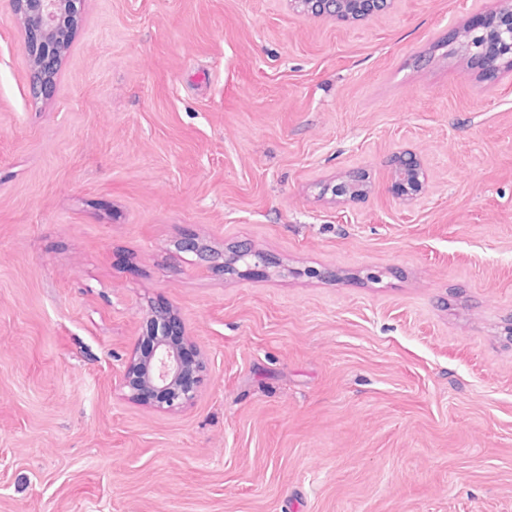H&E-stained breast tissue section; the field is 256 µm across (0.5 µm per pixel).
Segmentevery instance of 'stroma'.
<instances>
[{
  "mask_svg": "<svg viewBox=\"0 0 512 512\" xmlns=\"http://www.w3.org/2000/svg\"><path fill=\"white\" fill-rule=\"evenodd\" d=\"M496 5L85 0L37 98L0 0V512H512V75L455 40ZM158 306L174 411L117 380ZM396 0H289L296 13L349 24L387 11ZM391 165L397 195L407 201L416 199L421 194L424 183L423 167L419 158L404 150L393 157ZM366 177L362 173H350L342 178V180L326 188L331 191L332 196L337 199L355 200L365 197L368 193ZM181 249L185 252L196 254L201 263L208 269L225 271H235V265L225 267L224 257L222 253H216L205 250L195 239H186L181 243Z\"/></svg>",
  "mask_w": 512,
  "mask_h": 512,
  "instance_id": "obj_1",
  "label": "stroma"
}]
</instances>
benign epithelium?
<instances>
[{"mask_svg": "<svg viewBox=\"0 0 512 512\" xmlns=\"http://www.w3.org/2000/svg\"><path fill=\"white\" fill-rule=\"evenodd\" d=\"M84 0H9L12 10L20 15L25 40L22 52L27 57L32 77L33 95L47 96L54 86L65 45L59 43V33L76 27L81 19ZM395 0H289L291 9L315 18L332 19L349 24L387 11ZM498 20L491 26H467L458 33L459 46L469 58L491 67L512 65V0H499L494 10ZM392 180L398 196L407 201L417 198L423 190L424 173L417 156L404 150L392 159ZM334 198L360 199L368 193L366 177L350 173L338 183L328 186ZM185 252L196 254L208 269L236 270L225 267L223 254L205 250L196 240L181 243ZM246 267L273 266L269 256L250 246L241 245ZM152 346L137 351L119 377V384L129 389L132 397L146 402L155 400L170 410L183 408L197 397V387L185 384L188 377L200 378L203 364L188 359L184 347L172 342L173 336L186 335L182 319L168 307L150 312Z\"/></svg>", "mask_w": 512, "mask_h": 512, "instance_id": "obj_1", "label": "benign epithelium"}]
</instances>
